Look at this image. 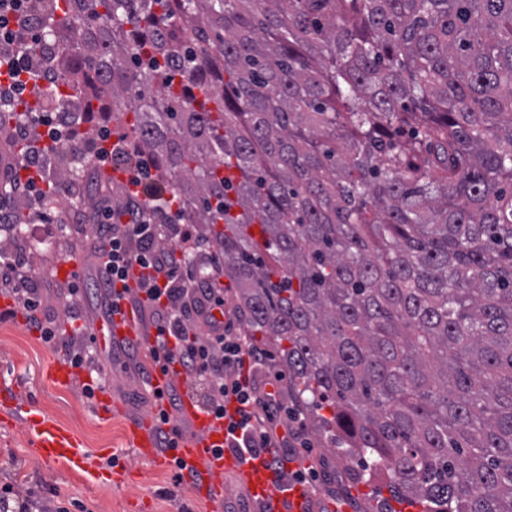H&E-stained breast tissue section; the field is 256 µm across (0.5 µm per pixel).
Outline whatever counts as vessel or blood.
Returning a JSON list of instances; mask_svg holds the SVG:
<instances>
[{"instance_id": "b4317fda", "label": "vessel or blood", "mask_w": 512, "mask_h": 512, "mask_svg": "<svg viewBox=\"0 0 512 512\" xmlns=\"http://www.w3.org/2000/svg\"><path fill=\"white\" fill-rule=\"evenodd\" d=\"M98 345L133 341L149 344V337L139 335L134 318L128 310L110 316L91 331ZM195 431L194 438L182 441L174 454L162 452L152 422L134 419L130 423L131 442L139 455L159 466H167L170 458L183 465V474L192 484L197 499L216 500L226 477L238 479V488L255 500L262 512H310L312 503L306 487L292 484L283 488L275 482L271 471L257 468L255 462L225 450L224 423L199 411L192 395H184L180 411ZM25 424L38 454L46 461L66 465L70 470L91 472L93 461L79 448L73 432L36 408H28Z\"/></svg>"}]
</instances>
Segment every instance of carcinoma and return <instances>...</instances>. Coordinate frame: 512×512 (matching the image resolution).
<instances>
[{"mask_svg": "<svg viewBox=\"0 0 512 512\" xmlns=\"http://www.w3.org/2000/svg\"><path fill=\"white\" fill-rule=\"evenodd\" d=\"M61 12L46 99L133 113L315 433L425 512H512V0ZM47 155L54 187L89 164Z\"/></svg>", "mask_w": 512, "mask_h": 512, "instance_id": "obj_1", "label": "carcinoma"}]
</instances>
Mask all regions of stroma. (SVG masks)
<instances>
[{"label": "stroma", "mask_w": 512, "mask_h": 512, "mask_svg": "<svg viewBox=\"0 0 512 512\" xmlns=\"http://www.w3.org/2000/svg\"><path fill=\"white\" fill-rule=\"evenodd\" d=\"M75 181L84 183L86 202L74 209L68 187L47 200L50 215L61 216L66 236L53 247L37 253L30 274L43 291L46 312L62 338L57 347L45 345L25 316L0 321V386L12 389L17 405L0 406V484L11 482L38 500L59 494L62 500L81 501L87 512H241L244 500L235 479H227L218 505L197 500L185 484L175 480V466L161 468L138 456L128 434L130 419L147 416L153 403L141 385L151 361L144 347L126 345L109 350L96 349L95 368L104 385L94 399H86L81 384L59 387L51 384L45 369L49 362L64 361L65 341L75 328L91 331L104 317L100 288L95 274L94 239L88 227L94 222L97 204L107 201L113 210H123L124 183L93 167L78 169ZM84 232H75V225ZM71 261L82 273L84 296L70 306L59 287V271ZM33 405L72 428L80 448L94 461L106 464L104 449H113L128 470L124 484L109 488L89 474L76 473L65 465L44 461L32 447L24 423V409ZM289 458H302L319 466L321 474L310 490L317 500L340 502L343 512H377L387 488L370 480L359 462L329 449L325 440L304 434L300 447L289 449Z\"/></svg>", "instance_id": "obj_1"}]
</instances>
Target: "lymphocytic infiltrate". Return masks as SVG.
Wrapping results in <instances>:
<instances>
[{
  "label": "lymphocytic infiltrate",
  "instance_id": "1",
  "mask_svg": "<svg viewBox=\"0 0 512 512\" xmlns=\"http://www.w3.org/2000/svg\"><path fill=\"white\" fill-rule=\"evenodd\" d=\"M41 30L37 0H0V108L14 115L15 141H24L21 173L10 186L31 205H43L45 149L71 144L81 132L64 123L42 99H29L33 75L42 67L27 52ZM92 161L125 175L126 221H112V208L102 205L95 226L100 266L96 275L104 288L107 313L121 304L131 311L150 309L156 342L149 354L154 366L176 369L194 386L198 408L224 421L227 447L255 460L265 458L273 475L281 470L265 454L288 448L305 427V413L293 408L291 421L275 418L281 406L270 390L269 353L236 335L224 318V268L207 238L195 225L184 223L176 196L159 185L150 159L132 154L124 139L102 127L92 143ZM11 250L0 253V283L10 287L29 324L49 346L60 336L48 318L38 288L30 283L28 256L11 235ZM163 449L177 448L174 424L182 396L176 386L152 392Z\"/></svg>",
  "mask_w": 512,
  "mask_h": 512
}]
</instances>
